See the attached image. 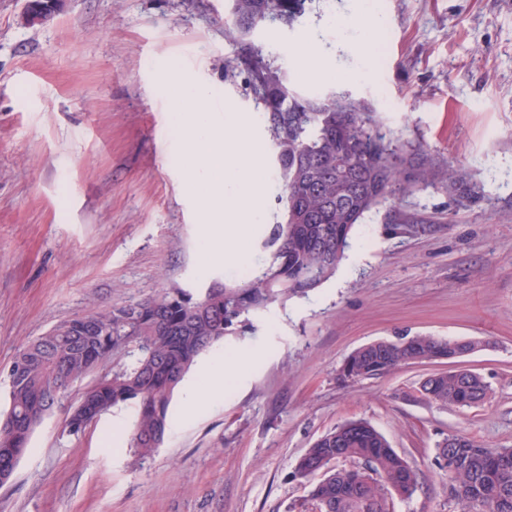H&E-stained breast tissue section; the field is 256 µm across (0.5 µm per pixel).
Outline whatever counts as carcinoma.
Here are the masks:
<instances>
[{"label":"carcinoma","instance_id":"obj_1","mask_svg":"<svg viewBox=\"0 0 512 512\" xmlns=\"http://www.w3.org/2000/svg\"><path fill=\"white\" fill-rule=\"evenodd\" d=\"M224 39L244 44L269 23L292 27L307 0H229ZM249 75V91L262 106L272 160L285 190L282 221L271 225L261 246L262 270L240 280H213L199 294L167 289L160 297L120 308H100L36 338L20 350L7 373V409L0 414V467L18 465L32 433L72 383L106 360L99 377L72 411L67 426L86 428L87 416L132 405L129 447L140 458L163 443L172 396L198 358L249 325V316L303 296L336 272L354 228L395 194L440 184L462 199L480 186L462 164H440L407 149L399 136L381 132L379 113L346 92L306 97L292 90L286 72L263 48L245 44L228 60L224 75ZM459 341L417 335L372 342L354 350L339 375L359 381L385 375L416 356L428 358ZM421 395L441 406H472L488 397L477 374L457 370L431 378ZM438 467L448 475L451 497L466 512H512V449L487 448L464 434L437 444ZM326 472L310 495L322 512H394L392 488L410 497L420 473L366 421L346 422L319 437L295 476Z\"/></svg>","mask_w":512,"mask_h":512}]
</instances>
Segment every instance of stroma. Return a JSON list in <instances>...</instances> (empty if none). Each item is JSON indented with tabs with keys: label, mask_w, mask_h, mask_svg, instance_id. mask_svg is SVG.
Segmentation results:
<instances>
[{
	"label": "stroma",
	"mask_w": 512,
	"mask_h": 512,
	"mask_svg": "<svg viewBox=\"0 0 512 512\" xmlns=\"http://www.w3.org/2000/svg\"><path fill=\"white\" fill-rule=\"evenodd\" d=\"M226 0H65L22 24L24 0H0V411L16 352L54 326L179 286L231 279L208 260L197 197L162 73L205 85L223 111L250 114L247 73L224 78L241 47L224 39ZM348 24L336 34V20ZM305 96L346 91L415 149L467 164L480 199L420 187L368 213L335 275L251 315L220 352L255 354L201 411L174 394L163 444L146 460L127 445L134 410L85 432L56 408L35 428L0 512H288L310 487L294 478L307 448L348 420L371 423L419 470L396 512H463L436 445L464 433L512 448V0H312L295 27L254 30ZM313 46L326 75L288 54ZM265 223L247 244L262 265L267 225L285 193L263 156ZM481 342L462 357L490 388L475 406L418 391L445 362L342 381L358 347L401 336Z\"/></svg>",
	"instance_id": "35a3bbf8"
}]
</instances>
